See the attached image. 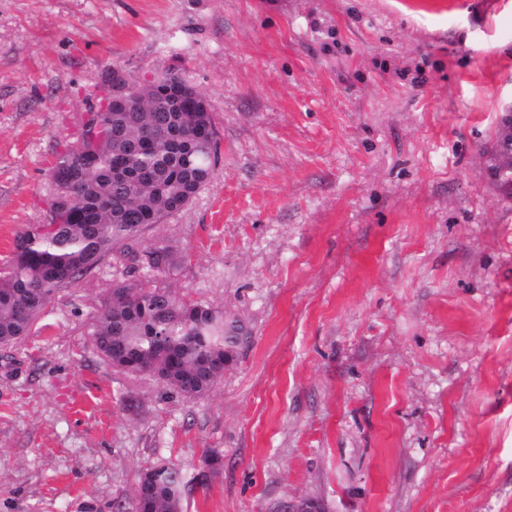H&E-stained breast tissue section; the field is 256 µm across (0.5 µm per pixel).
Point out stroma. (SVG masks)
<instances>
[{
  "label": "stroma",
  "mask_w": 512,
  "mask_h": 512,
  "mask_svg": "<svg viewBox=\"0 0 512 512\" xmlns=\"http://www.w3.org/2000/svg\"><path fill=\"white\" fill-rule=\"evenodd\" d=\"M115 68L210 104L215 176L140 245L247 340L190 401L97 356L115 268L57 295L0 348V512H135L166 463L183 512H512V0H0V268ZM512 110L503 112L499 120V135L496 149L488 156L486 166L490 177L501 185L508 186V194L512 195Z\"/></svg>",
  "instance_id": "stroma-1"
}]
</instances>
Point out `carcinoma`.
Instances as JSON below:
<instances>
[{
  "label": "carcinoma",
  "mask_w": 512,
  "mask_h": 512,
  "mask_svg": "<svg viewBox=\"0 0 512 512\" xmlns=\"http://www.w3.org/2000/svg\"><path fill=\"white\" fill-rule=\"evenodd\" d=\"M204 95L180 75L154 78L151 99L134 109L100 105L93 113L101 135L91 139L81 115L74 140L56 154L45 192V220L15 237L13 257L0 272V347L30 335L59 293L80 286L92 270L132 260L149 272L174 264L167 247L138 249L147 225L162 223L211 182L219 164L211 112H191ZM240 327L207 303L180 298L141 281H113L94 323L98 354L133 377L147 371L184 399L210 395L224 374L214 363H233ZM154 512H182V472L153 467Z\"/></svg>",
  "instance_id": "1"
}]
</instances>
